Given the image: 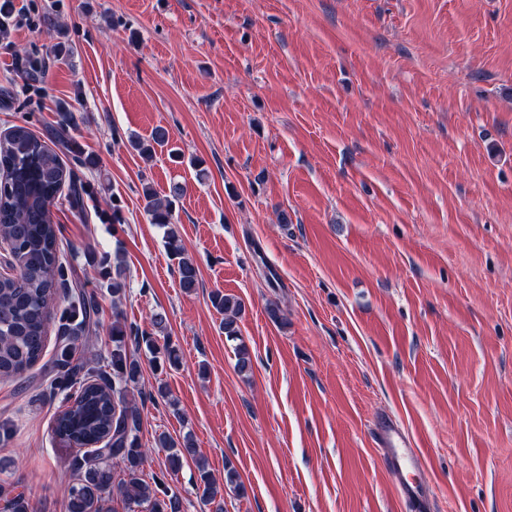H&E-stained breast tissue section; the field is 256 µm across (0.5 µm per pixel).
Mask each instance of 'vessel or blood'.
I'll return each mask as SVG.
<instances>
[{
  "label": "vessel or blood",
  "mask_w": 512,
  "mask_h": 512,
  "mask_svg": "<svg viewBox=\"0 0 512 512\" xmlns=\"http://www.w3.org/2000/svg\"><path fill=\"white\" fill-rule=\"evenodd\" d=\"M374 440L382 451L386 469L396 479L408 512H431V501L425 485L415 476L423 469L421 451L394 421L385 419L377 426Z\"/></svg>",
  "instance_id": "obj_1"
}]
</instances>
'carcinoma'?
Instances as JSON below:
<instances>
[{"label":"carcinoma","instance_id":"carcinoma-1","mask_svg":"<svg viewBox=\"0 0 512 512\" xmlns=\"http://www.w3.org/2000/svg\"><path fill=\"white\" fill-rule=\"evenodd\" d=\"M169 143V134L157 129L149 139H135L132 147L150 158L155 147ZM0 239L6 245V265L0 274V379L22 375L43 359L49 324L55 326L56 358L48 368L45 391L63 396L65 408L55 422L56 435L69 446L85 449L74 463L76 478L68 487L67 512H111L110 495L123 501L128 512H182L181 497L168 489L161 478L149 485L143 479L148 449L142 446V416L135 386L141 374L140 352L155 367L175 368L181 362L179 350L170 337H159L167 327V317L156 312L151 330L126 325L120 314L112 321V350L95 358L83 354L85 336L99 323L97 294L73 284L71 263L60 248L57 225L51 222V207L69 188L70 206L84 211L83 190L58 154L30 129L13 126L0 138ZM183 188L175 183L169 197H157L146 185L151 222L169 226L166 246L177 259L180 288L192 292L198 284V267L184 253L173 223L172 199ZM128 266L117 250L112 265L101 269L102 278H112L113 308L126 294ZM213 307L224 314V335L239 336L238 321L244 311L242 301L215 291ZM157 443L166 452V471L176 475L189 461L194 462L196 481L203 487V499L213 512H224L217 501L218 483L196 448L191 433L175 441L162 433ZM120 466L115 473L114 465ZM224 486L237 494L245 486L231 462L224 464Z\"/></svg>","mask_w":512,"mask_h":512}]
</instances>
